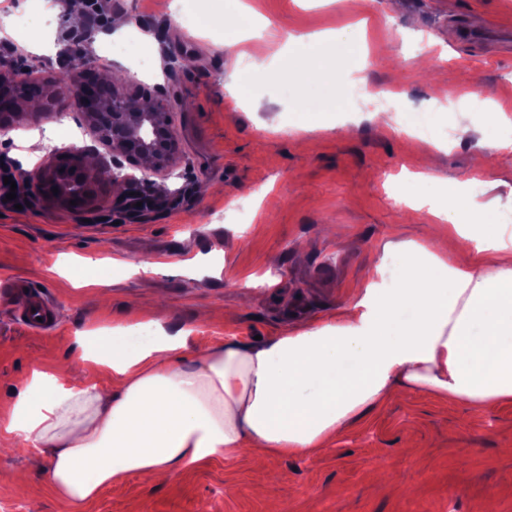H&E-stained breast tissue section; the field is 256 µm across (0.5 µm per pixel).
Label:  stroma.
Wrapping results in <instances>:
<instances>
[{"label":"stroma","mask_w":512,"mask_h":512,"mask_svg":"<svg viewBox=\"0 0 512 512\" xmlns=\"http://www.w3.org/2000/svg\"><path fill=\"white\" fill-rule=\"evenodd\" d=\"M250 2L259 16L240 29L248 48H289L304 79L271 68L240 101L225 85L244 60L225 52L223 28L201 18L208 9L237 14L238 0H112L127 36L149 50L147 74L136 58L101 56L111 26L89 32L95 68L169 99L186 175L168 180V198L166 187L127 192L104 177L92 209L69 211L21 189L0 203V425L35 367L79 362L83 331L155 319L220 343L318 327L365 275L395 287L398 247L427 239L429 205L464 212L471 200L486 202L497 224L512 213V150L493 151L484 174L473 169L481 125L512 140V49L491 45L497 31L512 40V0H400L395 10L387 0ZM34 11L52 19L39 46L11 26ZM70 14L60 0H0V38L18 47L12 63L54 76L72 48ZM316 31L340 46L367 42L358 71L314 76L307 48L288 38ZM172 55L186 65L168 78ZM394 86L402 104L388 131L362 104ZM306 109L320 127L296 132ZM51 128L60 131L56 148L92 143L77 112L20 118L0 136V160L16 179L36 165L24 142ZM134 195L154 198L153 208L132 216ZM187 241L199 256L192 265L183 262ZM109 258L120 265L102 287L75 288L54 272ZM15 281L52 300L50 333L31 335L14 318ZM45 472L24 442L0 453V512H268L263 488L283 472L284 512H486L491 496L497 512H512V403L475 413L413 393L365 415L318 457L261 461L246 448L160 482L127 476L89 502H60Z\"/></svg>","instance_id":"stroma-1"}]
</instances>
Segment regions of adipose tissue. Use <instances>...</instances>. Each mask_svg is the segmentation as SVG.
Listing matches in <instances>:
<instances>
[{"mask_svg":"<svg viewBox=\"0 0 512 512\" xmlns=\"http://www.w3.org/2000/svg\"><path fill=\"white\" fill-rule=\"evenodd\" d=\"M440 220L474 238L478 260L436 242L404 251L397 287L366 280L337 318L256 344L203 343L153 322L98 337L80 361L32 371L0 429L49 461V484L84 502L133 473L160 479L244 446L316 457L365 414L420 391L482 412L512 402V238L498 225Z\"/></svg>","mask_w":512,"mask_h":512,"instance_id":"adipose-tissue-1","label":"adipose tissue"}]
</instances>
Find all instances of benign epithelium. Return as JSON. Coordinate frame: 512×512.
Returning <instances> with one entry per match:
<instances>
[{
	"label": "benign epithelium",
	"mask_w": 512,
	"mask_h": 512,
	"mask_svg": "<svg viewBox=\"0 0 512 512\" xmlns=\"http://www.w3.org/2000/svg\"><path fill=\"white\" fill-rule=\"evenodd\" d=\"M31 74L16 67L0 68V124L8 125L17 116L33 111L80 113L83 124L103 151H94V164L86 161V150L71 149L62 154L54 149L28 175L31 193L50 199L60 207L91 206L96 201L95 186L107 174L114 186H130L157 176L166 181L180 178L183 156L172 127L166 99H146L131 91L132 81L107 82L96 76L77 81L70 76V90L51 88L40 99L29 98ZM109 118L110 130L101 132L95 120ZM142 177H137V174ZM58 189L53 193L52 189Z\"/></svg>",
	"instance_id": "7a95c632"
}]
</instances>
